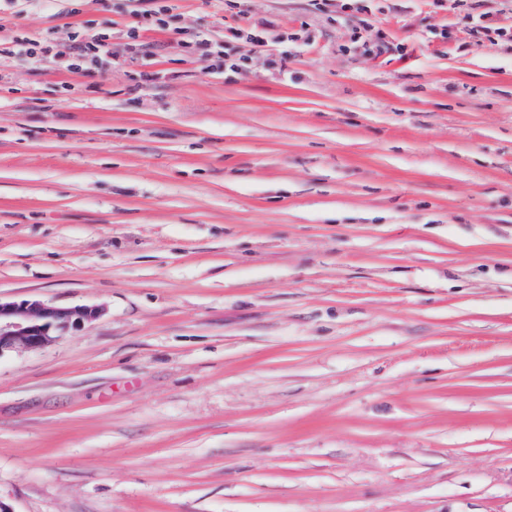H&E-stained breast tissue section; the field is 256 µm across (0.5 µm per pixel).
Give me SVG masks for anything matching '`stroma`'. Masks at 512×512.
<instances>
[{"label":"stroma","instance_id":"stroma-1","mask_svg":"<svg viewBox=\"0 0 512 512\" xmlns=\"http://www.w3.org/2000/svg\"><path fill=\"white\" fill-rule=\"evenodd\" d=\"M171 3L247 64L0 0L2 43H112L0 58V298L103 310L0 357V503L512 512V0ZM106 37L104 35L91 36L86 38L85 41L77 42V36L74 38V45L70 46V50L77 58H85L89 56H95L99 52H108V44L105 42Z\"/></svg>","mask_w":512,"mask_h":512}]
</instances>
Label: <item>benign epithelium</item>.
Here are the masks:
<instances>
[{"label":"benign epithelium","mask_w":512,"mask_h":512,"mask_svg":"<svg viewBox=\"0 0 512 512\" xmlns=\"http://www.w3.org/2000/svg\"><path fill=\"white\" fill-rule=\"evenodd\" d=\"M100 315L97 308L59 307L41 300H0V356L16 347L35 350Z\"/></svg>","instance_id":"7a95c632"}]
</instances>
